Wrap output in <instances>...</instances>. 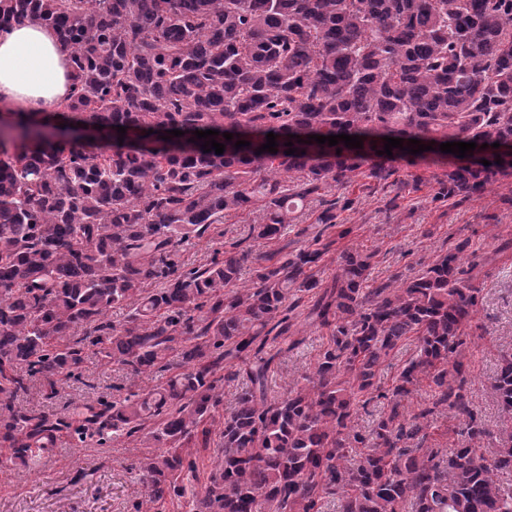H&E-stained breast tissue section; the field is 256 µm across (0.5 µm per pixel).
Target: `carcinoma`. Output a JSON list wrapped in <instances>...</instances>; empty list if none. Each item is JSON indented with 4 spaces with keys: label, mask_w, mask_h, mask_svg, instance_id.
Listing matches in <instances>:
<instances>
[{
    "label": "carcinoma",
    "mask_w": 512,
    "mask_h": 512,
    "mask_svg": "<svg viewBox=\"0 0 512 512\" xmlns=\"http://www.w3.org/2000/svg\"><path fill=\"white\" fill-rule=\"evenodd\" d=\"M29 21L65 46L71 88L52 115H0V447L10 459L52 456L63 430L99 445L139 434L150 451L135 464L147 486L135 512H152L184 496L183 473L196 471L223 400L217 372L231 359L228 377L245 385L224 416L202 512H321L330 496L338 512H512V489L498 483L512 472V428L489 458L469 446L490 436L461 361L480 294L479 262H463L470 239L377 286L374 254L358 250L341 254L330 282L318 277L353 231L326 189L385 184L400 160L443 163L446 142L488 144L491 165L454 156L436 199L466 201L512 178L501 155L512 148V0H0V29ZM61 124L100 126L112 145L54 142L46 128ZM175 129L184 135L163 139ZM196 130L219 131L224 153L204 152ZM269 132L277 152L261 153ZM339 134L363 147L304 143ZM385 136L432 150L382 155ZM239 140L250 145L237 149ZM312 203L321 209L310 244L253 250ZM253 210L263 218L245 236L207 264L184 262V243ZM312 291L305 320L328 342L310 375L271 397L280 352L269 348L303 343L297 295ZM129 302L113 325L109 312ZM408 341L415 356L380 391L379 370ZM89 345L148 376L176 352L182 371L146 393L86 404L75 423L19 403L36 378L55 398ZM422 378L431 394L405 415ZM494 389L512 414V354ZM375 398L385 403L372 428L353 430ZM443 409L457 421L452 448L431 444Z\"/></svg>",
    "instance_id": "carcinoma-1"
}]
</instances>
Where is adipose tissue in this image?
Listing matches in <instances>:
<instances>
[{"instance_id":"1","label":"adipose tissue","mask_w":512,"mask_h":512,"mask_svg":"<svg viewBox=\"0 0 512 512\" xmlns=\"http://www.w3.org/2000/svg\"><path fill=\"white\" fill-rule=\"evenodd\" d=\"M67 73L68 53L50 28L28 22L0 31V112L58 111Z\"/></svg>"}]
</instances>
